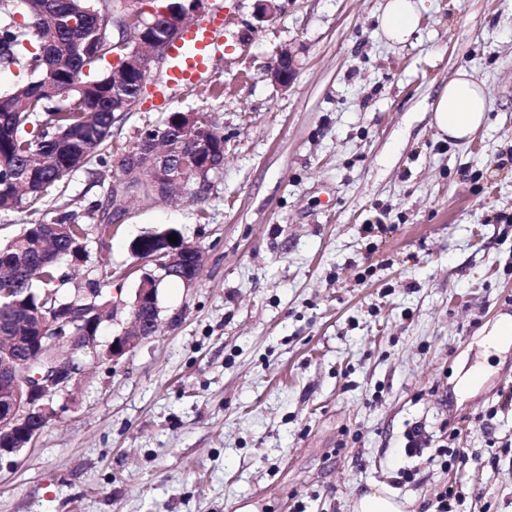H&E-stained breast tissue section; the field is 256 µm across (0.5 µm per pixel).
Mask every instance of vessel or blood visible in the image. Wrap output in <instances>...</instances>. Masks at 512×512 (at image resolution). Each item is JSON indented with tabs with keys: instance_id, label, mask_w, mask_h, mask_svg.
Instances as JSON below:
<instances>
[{
	"instance_id": "obj_1",
	"label": "vessel or blood",
	"mask_w": 512,
	"mask_h": 512,
	"mask_svg": "<svg viewBox=\"0 0 512 512\" xmlns=\"http://www.w3.org/2000/svg\"><path fill=\"white\" fill-rule=\"evenodd\" d=\"M225 35L222 19L210 17L185 29L170 47L168 86L188 87L207 73L222 52Z\"/></svg>"
}]
</instances>
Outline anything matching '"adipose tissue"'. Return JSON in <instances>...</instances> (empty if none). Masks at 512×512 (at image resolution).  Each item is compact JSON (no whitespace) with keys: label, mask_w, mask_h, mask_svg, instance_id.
<instances>
[{"label":"adipose tissue","mask_w":512,"mask_h":512,"mask_svg":"<svg viewBox=\"0 0 512 512\" xmlns=\"http://www.w3.org/2000/svg\"><path fill=\"white\" fill-rule=\"evenodd\" d=\"M423 0H387L381 21L385 38L405 42L415 31ZM490 102L485 85L467 70H459L438 94L431 123L448 139L467 142L485 124Z\"/></svg>","instance_id":"adipose-tissue-1"}]
</instances>
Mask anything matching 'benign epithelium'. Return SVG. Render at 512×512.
Listing matches in <instances>:
<instances>
[{"label": "benign epithelium", "mask_w": 512, "mask_h": 512, "mask_svg": "<svg viewBox=\"0 0 512 512\" xmlns=\"http://www.w3.org/2000/svg\"><path fill=\"white\" fill-rule=\"evenodd\" d=\"M143 0H125V13L115 21L117 30L133 36L132 22L143 11ZM202 0H189V5L179 4L174 16L170 17V34L160 43L147 34L136 36L142 45L152 44L150 52L138 55L130 61L127 72L146 79L151 62L166 53L170 41L174 40L189 20L191 12L199 8ZM297 70L295 55L288 51L277 58L266 69V76L275 84L288 87ZM199 151L207 156L205 168L220 170L224 165V153L212 150L208 132L204 129L197 134ZM155 169L159 176L176 182L181 187L177 198L197 194L202 184L194 180L197 160L174 158L173 153H159L155 157ZM166 230L150 238L144 244V237L134 239L136 259L139 263L155 264V272L147 273L140 279L131 302L121 298L122 288L115 289V297L100 304V292L86 288L77 298L75 313L61 322L53 323L52 334H47L48 321L40 317L27 325L24 334L9 337L8 345L0 347V436L15 440L5 447L0 446V459L16 456L28 447L45 429L56 414L52 399L56 395L68 394L69 386L82 374L84 357L93 352L106 360H114L132 352L139 345L155 336L160 306L158 286L170 275L180 277L189 286L197 281L203 263L199 247L177 239L172 243ZM115 315L126 310L130 325L112 341L102 346L98 331L103 321L102 309Z\"/></svg>", "instance_id": "benign-epithelium-1"}]
</instances>
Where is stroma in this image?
I'll list each match as a JSON object with an SVG mask.
<instances>
[{
  "label": "stroma",
  "mask_w": 512,
  "mask_h": 512,
  "mask_svg": "<svg viewBox=\"0 0 512 512\" xmlns=\"http://www.w3.org/2000/svg\"><path fill=\"white\" fill-rule=\"evenodd\" d=\"M276 4L206 0L228 49L114 125L124 148L207 108L224 166L203 200L132 202L90 266L63 267L68 288L108 273L132 298L130 241L168 227L201 248L200 277L160 286L152 339L87 356L35 443L0 459V512H351L375 483L407 512H435L450 483L468 512H512V410L487 415L512 382V342L489 336L512 316V0H424L402 45L384 0ZM284 50L286 88L264 75ZM462 68L491 110L458 145L429 109ZM111 186L77 170L47 210L85 213ZM445 431L465 466L436 457Z\"/></svg>",
  "instance_id": "35a3bbf8"
}]
</instances>
